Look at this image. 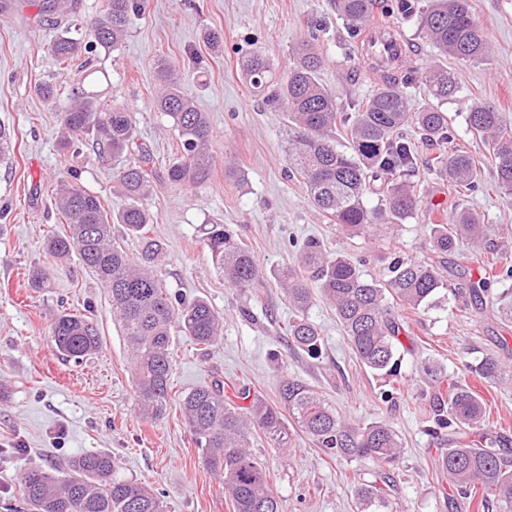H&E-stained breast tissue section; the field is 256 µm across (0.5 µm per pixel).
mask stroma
<instances>
[{
    "label": "stroma",
    "mask_w": 512,
    "mask_h": 512,
    "mask_svg": "<svg viewBox=\"0 0 512 512\" xmlns=\"http://www.w3.org/2000/svg\"><path fill=\"white\" fill-rule=\"evenodd\" d=\"M141 3L122 43L95 54L92 66L104 102L133 113L136 140L150 150L157 171L180 151L176 128L152 104L159 60L181 69L183 92L207 115L213 134L209 180L198 187L157 181L140 204L153 219L149 235L165 247L158 277L184 301L207 300L223 316L224 331L205 350L175 332L172 401L163 419L143 417L106 289L78 258L60 262L44 249L50 236L67 229L52 204L58 181L77 174L79 185L115 214L129 204L117 181L129 158L96 155L82 140L61 145L60 111L79 73L49 52L61 29L45 15L43 0H12L0 14V123L14 134L9 159L0 160V505L18 498L27 469L62 467L77 455L106 451L117 458L121 478L160 494L165 512H232L223 480L203 464L179 401L216 378L271 401L288 377L323 392L352 422L385 420L398 431L405 441L393 490L399 512H478L440 476L443 445L427 432L428 413L444 380L465 378V362L486 352L512 359V279L493 284L492 304L452 300L426 312H404L400 373L381 378L359 364L334 310L322 301L309 310L322 337L320 359L291 345L286 328L293 309L277 275L295 265L298 243L310 237L330 252L348 253L376 278L394 256L430 259L437 209L446 219L462 209L481 216L490 226L492 254L512 263V193L497 187L488 165L482 189L459 190L429 168V152L420 146L410 178L422 194L412 218L381 236L348 238L289 175L284 114L254 96L239 70L254 51L285 68L295 45L316 36L325 58L321 83L335 95L338 111H355L376 81L331 0ZM471 4L490 53L484 62L452 64L459 90L447 110L457 145L481 159L488 150L468 130L465 116L474 103H490L512 124V0ZM394 6L395 0H380L376 15L403 34L413 62L440 60L418 18H403ZM214 32L222 35L215 45L208 40ZM48 79L59 89L50 102L35 92ZM215 224L227 225L254 252L265 272L262 287L240 290L225 283L204 246ZM35 266L51 272L37 291L29 285ZM63 309L92 318L102 338L97 353L79 362L59 355L51 325ZM472 386L488 405L493 430L512 448V384L476 380ZM253 444L282 512H353V479L369 478L373 470L364 461L329 460L300 432L285 450L260 437Z\"/></svg>",
    "instance_id": "35a3bbf8"
}]
</instances>
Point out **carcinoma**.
<instances>
[{"label": "carcinoma", "instance_id": "obj_1", "mask_svg": "<svg viewBox=\"0 0 512 512\" xmlns=\"http://www.w3.org/2000/svg\"><path fill=\"white\" fill-rule=\"evenodd\" d=\"M377 0H333L338 15L352 32L363 29ZM138 0H106V8L82 32L69 23L50 45L59 63L83 59L86 74L73 87L69 104L61 111L63 145L85 137L101 152L133 155L120 172V188L130 204L117 215L107 213L100 199L73 181H59L54 206L70 224V234L52 237L46 250L57 259L75 254L108 290L114 316L121 325L131 355L136 401L142 414L153 421L164 418L173 371L172 333L178 328L202 348L221 336L223 318L204 299L185 303L172 295L154 272L164 247L147 236L150 214L138 199L150 192L155 164L150 150L137 144L132 113L101 103L97 70L90 56L102 48L116 47L124 38ZM423 35L446 56L459 63L489 56V46L471 8L470 0H432L420 13ZM324 58L316 46L299 42L293 64L278 76L273 62L255 53L242 65V75L253 94L284 112L288 129V164L305 185L308 201L327 214L351 238L403 223L416 207L417 187L407 180L416 151L403 130L414 125L422 131L432 152L430 167L466 191L478 188L482 163L454 145L455 137L443 106L457 93L448 68L437 63L423 69L398 60L379 73L381 83L354 112L340 116L336 99L320 82ZM159 90L153 98L157 111L172 119L179 133L181 156L165 172L168 183L197 187L212 169V131L205 113L180 90L181 76L171 65L157 68ZM420 79L435 101L421 111L410 110L406 89ZM468 130L489 148L498 188L512 192V126L491 104L477 103L466 117ZM378 203L369 207L365 197ZM122 224L141 237L140 257L131 259L112 240V225ZM488 226L477 214L460 210L446 224L431 227L430 247L436 260L418 262L396 256L381 279L366 278L347 256H333L317 239L301 247L297 265L279 273V282L294 309L288 336L299 349L319 356L321 336L308 310L317 297L335 311L356 358L369 371L397 375L402 325L392 308L419 312L437 306L445 297H478L490 282L463 277L448 287L445 256L457 242L468 239L482 252ZM205 246L224 281L235 288L263 284L261 267L250 250L224 225L212 227ZM58 352L75 361L95 353L101 336L83 314L61 313L51 326ZM465 371L488 383L512 379V365L494 354ZM249 401L240 405L236 399ZM190 430L201 448L205 465L220 473L224 495L233 512H281L271 492L266 467L251 450L252 430H258L275 448L291 443L288 425L299 429L327 457L351 463L368 460L377 466L374 478L353 483L355 512H396L392 499L394 471L404 453V443L385 420L360 425L345 420L313 386L284 378L275 402L224 392L220 379L201 385L182 398ZM431 432L449 436L448 449L439 459L440 472L464 499L482 491V506L512 512V459L509 449L497 446L491 435L484 399L472 387L452 379L446 394L435 396ZM479 433L485 445L467 442ZM118 461L108 452L74 457L62 468L36 467L21 480L20 507L8 512H164L163 501L146 485L117 476Z\"/></svg>", "mask_w": 512, "mask_h": 512}]
</instances>
